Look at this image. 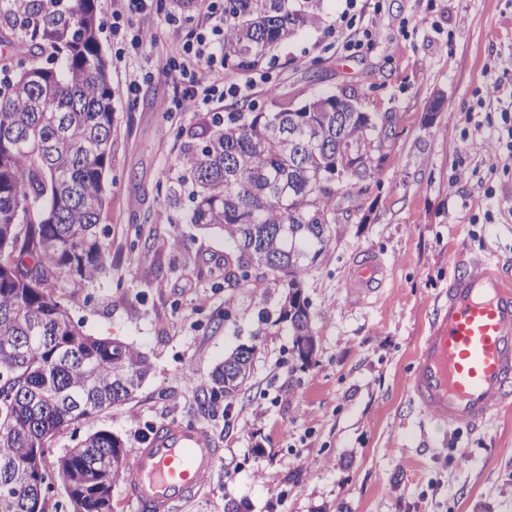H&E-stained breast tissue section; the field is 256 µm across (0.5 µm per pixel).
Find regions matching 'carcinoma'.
<instances>
[{"label": "carcinoma", "instance_id": "carcinoma-1", "mask_svg": "<svg viewBox=\"0 0 512 512\" xmlns=\"http://www.w3.org/2000/svg\"><path fill=\"white\" fill-rule=\"evenodd\" d=\"M230 2L224 74L232 78L314 24L319 0ZM0 27L27 50L0 78V512H31L33 495L45 512L62 473L79 487L87 468H103L107 494L123 478L132 450L112 432L84 437L54 470L46 466L49 441L129 400L151 365L125 343L85 333L54 298H75L109 260L100 221L115 112L97 0H0ZM266 104L256 112L245 100L187 132L166 201L177 208L188 200L186 223L224 236V287L287 289L283 315L307 363L314 337L304 277L340 217L380 186L396 116L362 112L328 91L295 102L272 89ZM252 353L241 348L224 359L205 401L243 390ZM81 494L79 512H112L96 491Z\"/></svg>", "mask_w": 512, "mask_h": 512}]
</instances>
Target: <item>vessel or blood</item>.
I'll use <instances>...</instances> for the list:
<instances>
[{
  "label": "vessel or blood",
  "instance_id": "vessel-or-blood-1",
  "mask_svg": "<svg viewBox=\"0 0 512 512\" xmlns=\"http://www.w3.org/2000/svg\"><path fill=\"white\" fill-rule=\"evenodd\" d=\"M385 270L376 256L355 266L352 285L371 291ZM412 400L434 420L475 427L512 401V280L462 271L436 304L410 376ZM220 458L211 436L176 420L156 424L135 449L124 481L139 512H172L193 498Z\"/></svg>",
  "mask_w": 512,
  "mask_h": 512
}]
</instances>
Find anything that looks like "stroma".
<instances>
[{
	"mask_svg": "<svg viewBox=\"0 0 512 512\" xmlns=\"http://www.w3.org/2000/svg\"><path fill=\"white\" fill-rule=\"evenodd\" d=\"M118 7L98 0L117 124L101 217L111 267L70 314L87 334L148 355L152 371L130 401L56 433L47 466L96 431L134 449L155 424L178 420L206 430L221 456L177 512H512V408L474 428L448 426L408 393L453 274L466 266L512 276V166L485 163V138L503 124L485 86L495 77L512 94V0H320L316 24L238 78L259 105L272 86L288 99L318 86L398 117L379 188L337 225L304 279L315 341L307 364L282 317L284 289L225 290L223 235L176 223L165 201L183 148L177 132L203 115L163 114L179 93L162 66L204 22L201 0L124 13L123 27L152 35L136 49L112 34ZM345 12L369 33L351 52L331 32ZM436 99L443 111H430ZM367 252L387 274L361 302L350 281ZM240 347L255 350L247 390L205 402L212 370Z\"/></svg>",
	"mask_w": 512,
	"mask_h": 512,
	"instance_id": "1",
	"label": "stroma"
}]
</instances>
